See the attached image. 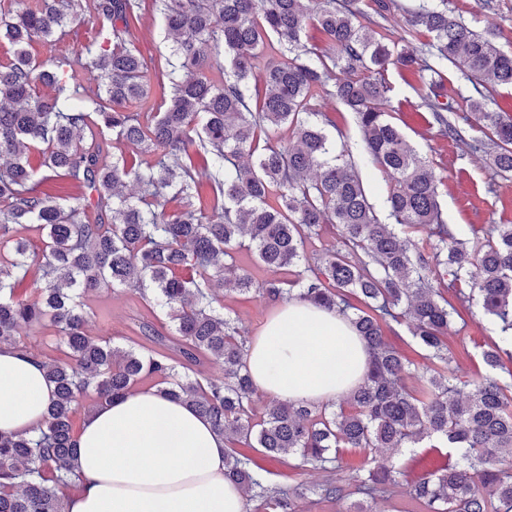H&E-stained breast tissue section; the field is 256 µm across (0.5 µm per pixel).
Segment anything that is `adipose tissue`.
<instances>
[{"mask_svg":"<svg viewBox=\"0 0 512 512\" xmlns=\"http://www.w3.org/2000/svg\"><path fill=\"white\" fill-rule=\"evenodd\" d=\"M364 345L342 316L299 299L278 300L248 344L256 389L326 404L357 386ZM54 388L42 362L0 344V431L30 433ZM80 480L68 512H244L224 478V438L183 403L136 390L89 414L76 434Z\"/></svg>","mask_w":512,"mask_h":512,"instance_id":"obj_1","label":"adipose tissue"}]
</instances>
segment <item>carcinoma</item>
<instances>
[{"mask_svg":"<svg viewBox=\"0 0 512 512\" xmlns=\"http://www.w3.org/2000/svg\"><path fill=\"white\" fill-rule=\"evenodd\" d=\"M154 7L172 44L168 82L155 89L131 48L137 0H0V37L14 47L0 65V343L23 349L21 326H53L69 357L43 362L55 391L36 434L0 432V512H66V492L77 487V395L93 390L97 408L144 378L224 436V478L244 490L247 512H297L308 488L283 487L241 446L289 458L300 473L334 472L342 448L369 453L356 482L374 500L401 475L394 451L425 440L447 449V461L415 483L426 512H512V384L500 376L512 377V352L507 367L499 344L483 351L486 373L461 394L447 343L455 308L429 279L478 298L502 332L512 331V224L471 240L446 224L442 177L391 121L386 78L392 67L427 74L424 101L441 135L488 154L494 174L509 182L512 116L490 104L497 88L512 87V54L495 34L455 17L448 0H423L401 16L395 0H155ZM91 19L112 25V48L56 56L55 31ZM310 25L326 49L303 41ZM423 31L432 43L419 49L413 38ZM35 37L46 43L43 61L26 49ZM204 45L224 58L217 79ZM432 58L467 69L478 97L465 112L443 101ZM259 67L261 87L250 96ZM338 71L346 78L333 80ZM83 81L105 96L78 102ZM41 85L52 93L40 94ZM330 99L354 113L371 163L388 179L391 224L379 220L355 164L326 131ZM132 103L138 111L128 110ZM462 121L485 137L466 139ZM284 126L288 140L274 141ZM143 154L152 160L137 161ZM60 173L89 197L66 206L37 190ZM130 182L134 197L125 192ZM204 184L212 191L206 200ZM170 200L180 208L167 211ZM326 224L338 237L310 266L307 242ZM17 226L44 235L41 253L13 235ZM403 229L425 233L414 255ZM246 246L276 277L257 285L239 268L233 249ZM33 264L45 285L19 297ZM111 288L152 291L173 323L183 368L203 356L221 363L224 376L203 383L179 374L169 355L88 335L86 297ZM226 289L295 296L343 314L370 354L366 378L349 394L354 411L273 399L257 415L247 337L224 316ZM390 319L409 321L430 360L425 369L386 342Z\"/></svg>","mask_w":512,"mask_h":512,"instance_id":"cac0c4a2","label":"carcinoma"}]
</instances>
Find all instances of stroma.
Segmentation results:
<instances>
[{
	"mask_svg": "<svg viewBox=\"0 0 512 512\" xmlns=\"http://www.w3.org/2000/svg\"><path fill=\"white\" fill-rule=\"evenodd\" d=\"M448 7L474 30L495 33L498 46L512 51V0H496L491 10L485 8L484 0H448ZM131 40L148 66L151 81H158L169 45L151 0H141L140 20L132 29ZM387 77L393 87L394 122L443 178L439 201L446 223L459 227L465 239L475 230L482 232L494 224H512V182L503 184L497 192H489L493 171L488 158L467 154L462 144L444 138L437 126L430 124L419 76L403 75L392 69ZM326 112L334 124L330 136L337 145L348 149L379 217H387V183L361 154L353 113L334 102L327 104ZM87 302L92 310L87 324L91 336L111 337L125 346L149 348L153 345L152 337L141 331V324H151L163 335L168 332L167 320L159 308L123 290L103 289L89 294ZM271 309V301L255 293L224 295L225 313L237 319L241 331L249 336L257 334ZM499 337L497 321L485 315L477 302L461 306L459 316L448 325V349L460 380H470L484 372L481 352ZM399 459L405 467V477L389 499L373 503L372 512H406L412 502L414 478L433 469L438 461L436 453L428 448L402 449Z\"/></svg>",
	"mask_w": 512,
	"mask_h": 512,
	"instance_id": "1",
	"label": "stroma"
}]
</instances>
